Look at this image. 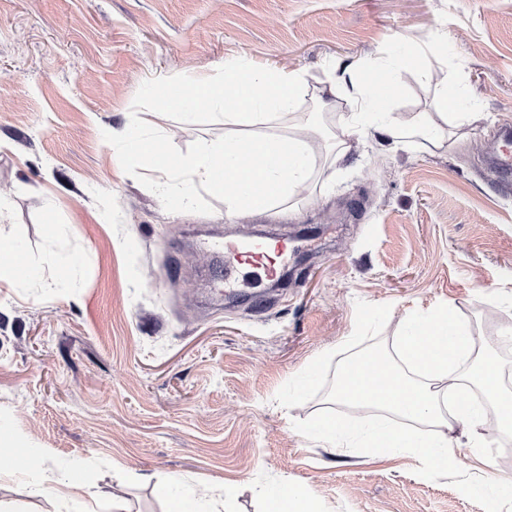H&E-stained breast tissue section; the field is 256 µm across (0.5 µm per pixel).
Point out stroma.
<instances>
[{
	"instance_id": "35a3bbf8",
	"label": "stroma",
	"mask_w": 512,
	"mask_h": 512,
	"mask_svg": "<svg viewBox=\"0 0 512 512\" xmlns=\"http://www.w3.org/2000/svg\"><path fill=\"white\" fill-rule=\"evenodd\" d=\"M420 48L391 117L434 129L400 144L346 134L316 92L331 70ZM304 73L311 95L277 131L310 123L314 169L263 214L232 220L199 193L173 209L127 170L113 131L140 124L178 154L223 138L222 118L153 112L145 91L220 75L227 63ZM449 82L470 124L438 114ZM512 126V0H0V237L21 241L40 282L0 283V424L42 449L37 481L70 460L100 501L168 512L155 482L223 485L226 512H265L289 481L322 512H512L470 494L484 466L512 480V432L485 419L447 432L451 462L328 448L322 415L349 428L374 409L336 401L341 365L395 362L403 320L451 308L512 374V190L485 156ZM290 237L288 285L244 275L224 289L220 241ZM0 480V512H59Z\"/></svg>"
}]
</instances>
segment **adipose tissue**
<instances>
[{"label":"adipose tissue","mask_w":512,"mask_h":512,"mask_svg":"<svg viewBox=\"0 0 512 512\" xmlns=\"http://www.w3.org/2000/svg\"><path fill=\"white\" fill-rule=\"evenodd\" d=\"M417 63L414 53L400 55L393 67L370 63V70L385 77L382 87L368 82L363 74H350L351 92L342 117L346 132L384 127L391 103L400 92L398 68ZM308 94L302 72L229 63L216 77L170 79L148 89L157 111L217 112L224 120L223 138L210 141L195 154L175 158L164 144L144 139L137 128H124L116 137L124 144L126 167L151 170L161 186H175L177 203L190 201L203 190L223 198L227 217L263 212L304 185L313 168V155L307 134L288 137L259 132L258 127L295 111ZM244 140L250 144L245 155L238 151ZM395 349L400 365L366 356L348 362L338 374L336 399L375 406L402 421L396 428L372 429L362 439L364 452L377 455L399 450L426 467H444L449 457L442 441L417 431V424L448 428L456 422L474 428L491 411L501 428L512 430V393L503 390L500 370L492 359L474 356V339L453 311L444 307L422 318H407L395 338ZM464 359L470 366L461 381L453 372ZM475 389L485 393L486 403L472 399ZM450 398L456 408L448 417L441 404ZM158 490L168 498L169 512H197L201 502L207 504L209 512H222L224 507L219 485L195 486L172 476L160 482ZM28 492L67 502L84 497L87 486L80 466L72 464L60 479L29 486Z\"/></svg>","instance_id":"adipose-tissue-1"}]
</instances>
